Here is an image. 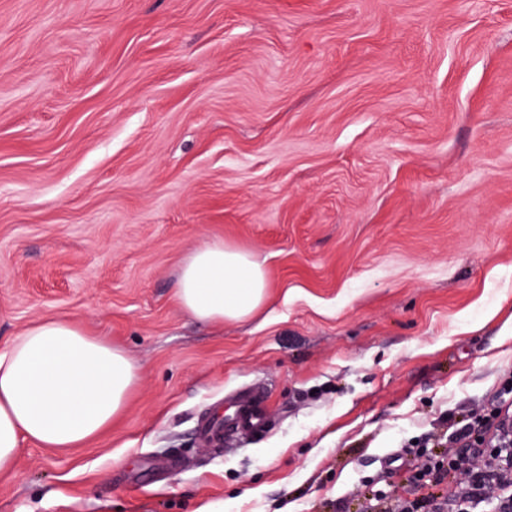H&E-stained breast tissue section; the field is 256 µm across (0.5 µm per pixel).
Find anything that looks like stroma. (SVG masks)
<instances>
[{"label": "stroma", "mask_w": 512, "mask_h": 512, "mask_svg": "<svg viewBox=\"0 0 512 512\" xmlns=\"http://www.w3.org/2000/svg\"><path fill=\"white\" fill-rule=\"evenodd\" d=\"M210 240L252 319L173 292ZM69 317L141 367L0 512H362L413 441L512 406V0H0V347ZM267 433L199 436L226 396ZM268 288L266 270L252 253L213 241L183 257L173 296L194 320L224 325L252 318L264 305ZM257 395V391L245 389L234 396L238 410L226 425V429L224 424V443L230 435H236L243 431L259 432L265 428L266 420L259 409Z\"/></svg>", "instance_id": "stroma-1"}]
</instances>
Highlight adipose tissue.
<instances>
[{
  "label": "adipose tissue",
  "mask_w": 512,
  "mask_h": 512,
  "mask_svg": "<svg viewBox=\"0 0 512 512\" xmlns=\"http://www.w3.org/2000/svg\"><path fill=\"white\" fill-rule=\"evenodd\" d=\"M263 264L245 250L207 242L183 257L178 306L215 325L252 318L268 297ZM139 365L105 336L66 318H45L0 349V475L17 469L23 442L79 448L127 407Z\"/></svg>",
  "instance_id": "1"
}]
</instances>
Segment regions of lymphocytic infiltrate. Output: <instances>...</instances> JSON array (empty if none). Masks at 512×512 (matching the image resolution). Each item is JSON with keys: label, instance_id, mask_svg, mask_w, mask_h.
<instances>
[{"label": "lymphocytic infiltrate", "instance_id": "f902f5d3", "mask_svg": "<svg viewBox=\"0 0 512 512\" xmlns=\"http://www.w3.org/2000/svg\"><path fill=\"white\" fill-rule=\"evenodd\" d=\"M488 428L486 418L472 416L456 425V452L438 455L428 446L413 449L412 481L420 497L404 501L374 482L364 492L365 512H479L482 499L475 490L487 485L498 491L490 512H512V447L486 439Z\"/></svg>", "mask_w": 512, "mask_h": 512}]
</instances>
